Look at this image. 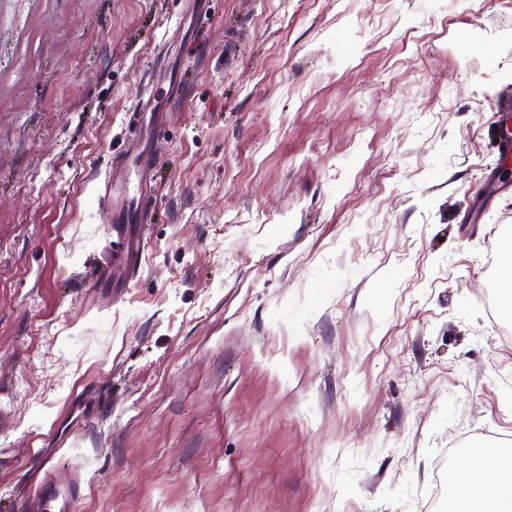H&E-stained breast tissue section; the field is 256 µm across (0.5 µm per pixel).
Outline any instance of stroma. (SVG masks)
<instances>
[{
    "instance_id": "35a3bbf8",
    "label": "stroma",
    "mask_w": 512,
    "mask_h": 512,
    "mask_svg": "<svg viewBox=\"0 0 512 512\" xmlns=\"http://www.w3.org/2000/svg\"><path fill=\"white\" fill-rule=\"evenodd\" d=\"M178 10L0 0V512L45 456L80 512H428L450 445L512 443V0H212L143 270L96 294V186ZM497 106L495 127L499 132L495 129L492 148L499 168L507 172L512 169V91L508 92L506 100L499 96ZM495 140H499V143H495Z\"/></svg>"
}]
</instances>
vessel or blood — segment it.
Wrapping results in <instances>:
<instances>
[{
	"label": "vessel or blood",
	"instance_id": "obj_1",
	"mask_svg": "<svg viewBox=\"0 0 512 512\" xmlns=\"http://www.w3.org/2000/svg\"><path fill=\"white\" fill-rule=\"evenodd\" d=\"M182 22L176 23L170 41L183 39L187 21L209 17V0H181ZM153 90L131 114L133 130L124 148L113 155L97 189V203L106 214V246L119 254V263L101 265L93 277L97 289L131 282L142 267L147 227L153 222L155 173L161 144L169 124L171 104L182 90L184 75L177 72L166 49H159L149 77ZM493 151L502 171L512 170V91L498 103ZM31 493L20 512H77L84 481L78 472L60 471L42 463L24 470Z\"/></svg>",
	"mask_w": 512,
	"mask_h": 512
}]
</instances>
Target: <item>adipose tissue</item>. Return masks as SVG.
Returning <instances> with one entry per match:
<instances>
[{"label": "adipose tissue", "mask_w": 512, "mask_h": 512, "mask_svg": "<svg viewBox=\"0 0 512 512\" xmlns=\"http://www.w3.org/2000/svg\"><path fill=\"white\" fill-rule=\"evenodd\" d=\"M449 512H512V451L466 455L448 486Z\"/></svg>", "instance_id": "obj_1"}]
</instances>
